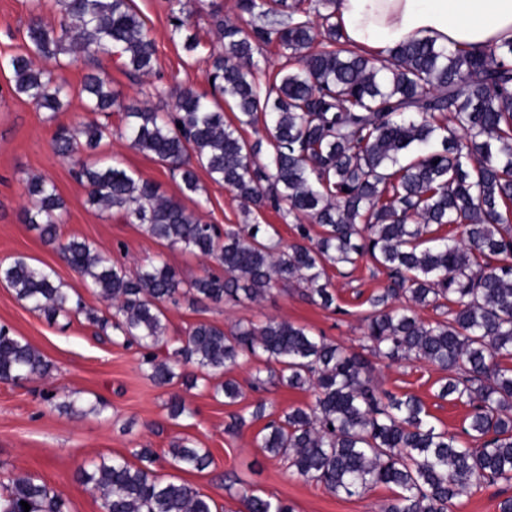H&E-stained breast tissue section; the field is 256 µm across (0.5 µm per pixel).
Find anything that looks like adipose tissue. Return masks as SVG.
I'll list each match as a JSON object with an SVG mask.
<instances>
[{"label": "adipose tissue", "mask_w": 512, "mask_h": 512, "mask_svg": "<svg viewBox=\"0 0 512 512\" xmlns=\"http://www.w3.org/2000/svg\"><path fill=\"white\" fill-rule=\"evenodd\" d=\"M348 43L387 52L414 37L480 47L512 39V0H339Z\"/></svg>", "instance_id": "ef3b65f1"}]
</instances>
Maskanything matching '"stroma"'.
I'll use <instances>...</instances> for the list:
<instances>
[{
    "label": "stroma",
    "mask_w": 512,
    "mask_h": 512,
    "mask_svg": "<svg viewBox=\"0 0 512 512\" xmlns=\"http://www.w3.org/2000/svg\"><path fill=\"white\" fill-rule=\"evenodd\" d=\"M134 8L145 20L156 43L157 62L151 77H134L112 58L100 63L80 62L61 69L70 88L67 103L56 116L37 110L9 90L10 74L0 69V261L23 255L32 263L53 268L68 287L80 292L87 307L102 310L106 304L96 290L85 287L36 231L24 222L28 204L25 186L30 177L49 176L65 202L61 225L64 236L88 241L111 255L129 271L155 259H165L188 280L215 270L204 256L171 250L147 236L116 212H99L86 203V189L74 174L70 160L55 156L51 149L58 127L95 119L80 93L85 74L102 67L112 78L126 102L149 103L159 111L170 106L169 98L149 96L151 85H194L208 90L205 58H191L183 48L185 37L172 35L168 0H134ZM29 0H0V62L25 53ZM238 20L236 0H201L188 28L203 43L215 38L217 18ZM107 155L127 169L159 185L161 192L180 196L181 180L151 155L130 147L120 135H112ZM202 221L220 227L239 226L244 220L242 205L225 186L199 172ZM327 275L336 295L337 310L309 303L298 285H279L262 299L251 302L183 300L167 306L165 341L185 338L191 328L208 321L233 329L240 323L286 320L307 327L349 351L366 354L362 316L368 298L386 288L388 279L370 259L355 267H328ZM0 325L30 343L49 361L51 371L17 383L0 382V471L12 475H33L45 482L67 502L69 512H101L98 496L79 483L76 471L103 458L129 456L131 449L150 448L159 456L155 471L161 478L178 477L212 497L219 512H240L241 489L265 498H280L294 512H380L395 491L384 485L360 496L334 497L322 486L293 476L286 460L268 459L256 448L254 439L265 419L252 418L258 399H266L272 416L311 403L309 389H293L278 381L266 384L264 393L250 387L262 370L257 361L241 363L230 371L242 396L225 404L214 392L213 382L189 389L176 379L166 386L155 385L141 369L143 351L137 345L114 344L111 337L96 334L84 318L70 324L50 323L19 300L14 291L0 284ZM374 376L380 389L396 395L411 394L422 399L437 428L461 432L470 408L449 398H439L442 371L425 362L401 365L374 360ZM184 398L191 414L171 418L168 403L172 395ZM71 396L80 404L100 403L101 414H65L52 408L49 396ZM245 416L240 430L227 426L232 415ZM190 441L209 449L212 465L203 472L176 471L169 463L168 450L174 443Z\"/></svg>",
    "instance_id": "obj_1"
}]
</instances>
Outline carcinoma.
Here are the masks:
<instances>
[{
    "mask_svg": "<svg viewBox=\"0 0 512 512\" xmlns=\"http://www.w3.org/2000/svg\"><path fill=\"white\" fill-rule=\"evenodd\" d=\"M338 0H237L244 24L216 20L207 56L211 92L168 90L169 112L130 105L99 70L85 76L88 108L120 116L130 146L150 154L181 179L184 196L198 193L197 170L233 192L245 218L272 209L291 220L298 241L285 245L270 224L220 229L180 199L115 159L88 163L112 136L107 122L58 128L56 156L75 160L87 203L117 211L170 249L213 259L222 273L184 280L159 259L135 272L85 240L63 238L65 204L45 175L26 184L25 223L57 252L88 288L109 301L87 314L99 332L144 350L142 365L156 384L176 368L186 376H222L245 360L264 363L270 377L309 388L311 403L270 420L256 437L269 459L332 495L360 496L378 485L395 488L384 512H452L488 483H512V40L480 48H448L429 38L387 54L348 47L336 21ZM172 34L190 24V0H169ZM59 26L42 22V0H31L27 49L3 67L10 90L38 110L59 111L70 89L58 70L116 54L133 75L155 69L156 46L132 0H56ZM283 50L273 82L255 78L262 47ZM321 49H314V45ZM43 65H35V60ZM224 105H219L218 100ZM234 120L224 118V109ZM263 121V137L245 128ZM322 228L318 237L311 225ZM457 224L449 242L432 226ZM368 256L388 286L368 299L363 316L371 352L392 363L424 361L448 372L438 397L468 403L459 437L439 430L415 395L397 397L373 383V365L304 326L269 319L230 332L199 322L159 358L164 309L191 295L219 304L256 301L279 284L302 286L309 302L330 309L336 297L326 267L356 266ZM0 282L49 321L83 311L76 289L50 267L19 255L0 262ZM448 317L426 322L416 307ZM49 363L28 342L0 326V381L44 376ZM225 402L241 397L228 378L215 389ZM76 472L97 494L102 512H216L214 500L185 481L155 474L158 455L134 448ZM185 471L212 464L206 448L187 441L169 449ZM245 512H293L288 502L239 492ZM68 512L65 500L34 476L9 480L0 512Z\"/></svg>",
    "mask_w": 512,
    "mask_h": 512,
    "instance_id": "carcinoma-1",
    "label": "carcinoma"
}]
</instances>
